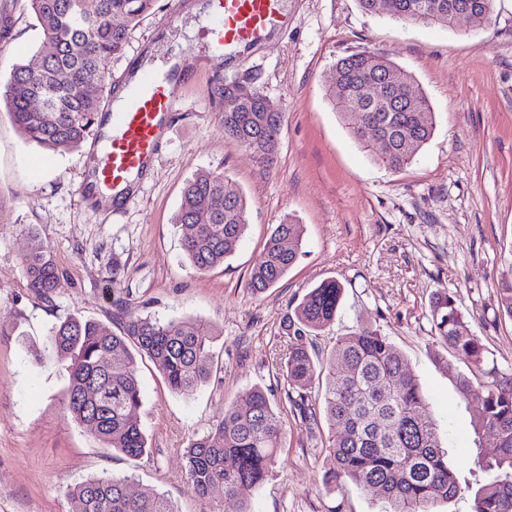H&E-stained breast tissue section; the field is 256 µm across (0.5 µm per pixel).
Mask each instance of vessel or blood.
<instances>
[{
    "mask_svg": "<svg viewBox=\"0 0 512 512\" xmlns=\"http://www.w3.org/2000/svg\"><path fill=\"white\" fill-rule=\"evenodd\" d=\"M280 22L278 0H215L208 20L218 48L256 43ZM175 110L168 75L147 73L127 86L121 110L110 115L112 136L96 170L99 188L116 191L150 166Z\"/></svg>",
    "mask_w": 512,
    "mask_h": 512,
    "instance_id": "b4317fda",
    "label": "vessel or blood"
}]
</instances>
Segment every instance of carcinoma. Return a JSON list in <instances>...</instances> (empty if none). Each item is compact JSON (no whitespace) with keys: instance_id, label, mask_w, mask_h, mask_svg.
<instances>
[{"instance_id":"cac0c4a2","label":"carcinoma","mask_w":512,"mask_h":512,"mask_svg":"<svg viewBox=\"0 0 512 512\" xmlns=\"http://www.w3.org/2000/svg\"><path fill=\"white\" fill-rule=\"evenodd\" d=\"M42 32L33 59L13 66L0 82V100L7 115L32 144L53 152L76 149L97 124L112 78V59L122 53L130 31L157 0H97L93 14L81 0H27ZM386 15L394 20L448 27V0H389ZM124 23L112 25L114 16ZM40 76L32 77L33 65ZM340 82L325 91L364 152L396 173L409 165L432 134L429 121L414 115L430 112L420 91L399 101L383 95L368 109L358 96L363 84L377 90L412 83L395 62L372 51L338 59ZM83 88L77 96L73 86ZM237 92L242 105L224 113V135L252 148L260 159H274L282 119L262 110L263 93L249 83L220 87ZM42 98L44 106L31 107ZM371 111L385 124L391 148L386 154L368 146L357 127L361 113ZM175 223L182 230L185 258L200 272L221 266L248 228L243 196H224V174L201 171L182 191ZM303 243V225L288 221L276 226L263 249L262 261L247 280L254 294L274 287L296 262ZM28 287L51 301L57 269L50 250L38 244L22 258ZM344 286L329 278L309 290L291 309L282 331L290 339L282 372L286 400L304 413L312 406L315 380L323 412L329 421V467L325 485L371 493L383 512H439L462 490L448 465L449 449L442 446L427 396L407 361L390 339L370 325H358L336 343L328 357L315 361L304 337L314 336L336 319ZM501 315L512 320V281L500 288ZM439 342L453 349L470 367L484 364L485 350L444 290L430 309ZM210 330L191 318L160 321L130 314L120 333L106 324L71 316L51 328L47 343L68 374L66 411L86 426L105 448L127 457L146 453L147 441L137 420L142 395L135 356L152 360L170 389L190 395L211 375ZM110 356L112 362L101 367ZM344 430L336 431V425ZM477 463L482 479L473 494L472 512H512V377L486 386L473 417ZM285 429L267 393L260 387L243 391L224 409L210 431L185 450L186 470L195 493L204 497L215 487L224 498L244 503L246 491L269 476L283 447ZM72 512H176L160 492L133 494L128 479L104 474L89 477L68 489Z\"/></svg>"}]
</instances>
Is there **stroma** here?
Instances as JSON below:
<instances>
[{
    "label": "stroma",
    "instance_id": "obj_1",
    "mask_svg": "<svg viewBox=\"0 0 512 512\" xmlns=\"http://www.w3.org/2000/svg\"><path fill=\"white\" fill-rule=\"evenodd\" d=\"M183 2L158 0L112 62L116 88L151 47L160 60L176 55L190 65L174 89L170 137L122 201L89 197L88 147L44 150L0 112L8 201L0 211V512H71L70 485L102 473L131 477L135 494L164 493L176 512H238L223 489L194 493L183 452L254 386L286 434L266 481L247 496L249 512H381L369 495L324 485L328 424L321 417L308 427L283 402L282 322L327 278L345 293L314 347L330 350L360 323L389 337L430 401L462 484L441 512H471L478 400H462L456 378L471 373L479 389L512 372V320L498 314L500 285L512 281V0H493L485 25L452 30L395 22L362 11L358 0H280L286 23L231 63L206 60L205 23L184 14ZM13 20L0 43L1 79L31 59L41 38L26 0H16ZM364 50L395 61L430 101L433 134L398 173L358 146L324 97L336 59ZM232 82L281 106L273 164L225 136L217 88ZM202 170L224 173L249 215L234 254L207 272L187 263L174 222L186 181ZM287 218L304 227L301 253L275 287L253 294L249 273ZM37 241L59 273L49 302L29 289L21 264ZM442 290L486 348L481 371L469 372L435 337L430 300ZM129 313L205 322L214 361L209 380L182 395L151 360L138 359L137 418L148 448L138 459L103 448L68 417L67 374L46 344L50 328L70 316L115 328Z\"/></svg>",
    "mask_w": 512,
    "mask_h": 512
}]
</instances>
